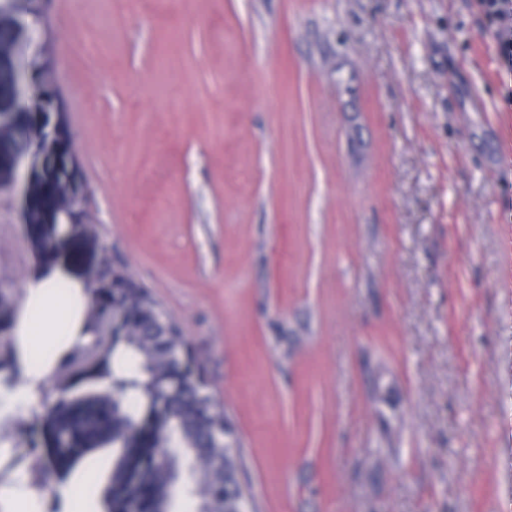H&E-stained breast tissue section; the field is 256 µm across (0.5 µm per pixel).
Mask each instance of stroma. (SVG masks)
Masks as SVG:
<instances>
[{"mask_svg":"<svg viewBox=\"0 0 512 512\" xmlns=\"http://www.w3.org/2000/svg\"><path fill=\"white\" fill-rule=\"evenodd\" d=\"M97 241L260 512H512V112L478 0H49ZM166 355L175 360L177 364V373L173 378L166 379L161 386L162 397L158 402V408L161 411H167V399L174 394V391L169 390L168 387L171 383L176 384L178 387L197 384L199 382V371L196 360L190 350L186 347L182 348L178 355L174 352H166Z\"/></svg>","mask_w":512,"mask_h":512,"instance_id":"1","label":"stroma"}]
</instances>
